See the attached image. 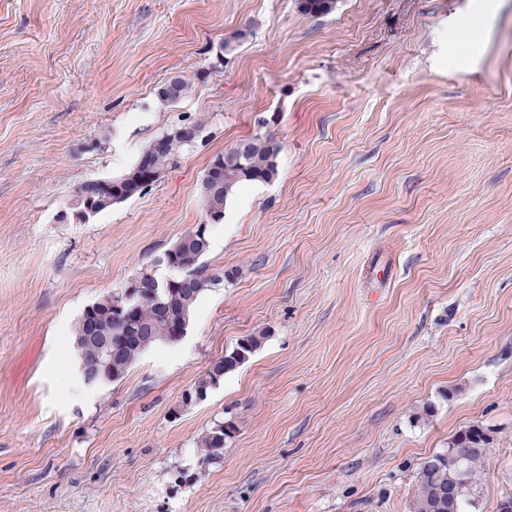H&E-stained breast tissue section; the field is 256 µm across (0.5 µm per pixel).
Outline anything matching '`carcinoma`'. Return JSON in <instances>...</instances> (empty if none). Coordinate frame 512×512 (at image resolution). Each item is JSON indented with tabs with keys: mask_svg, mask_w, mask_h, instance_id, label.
<instances>
[{
	"mask_svg": "<svg viewBox=\"0 0 512 512\" xmlns=\"http://www.w3.org/2000/svg\"><path fill=\"white\" fill-rule=\"evenodd\" d=\"M338 0H297L300 12L310 16H325L333 13ZM174 125L160 136L162 147L149 151V164L153 171L162 174L173 160L180 157L191 144L182 139ZM281 146L270 133H256L235 142L223 152L215 155L207 170L224 178V191L217 194H201L205 211L224 216V208L234 192L249 183H271L279 175L277 158ZM150 186L143 179L138 164H133L124 174L109 182L102 193L95 197L93 207L96 213L112 209ZM210 247L209 232L195 226L185 232L166 250L163 262L173 271L166 279H159L148 270L136 275V279L156 285V293L161 301L168 304L171 316L175 319L191 318L198 303L207 291L226 281L234 280L236 273L212 271L204 264L203 258ZM113 295L108 294L87 305L73 327V344L78 362L99 356L97 346L85 340L86 321L95 324L102 336H118L121 323L113 315ZM138 320L153 329V335L145 336L138 342L124 346L120 359L112 364V370L101 381L107 384L122 379L128 370L147 351L159 344L171 343L170 324L158 313L156 302L144 298L139 304ZM265 333L243 338L230 352L224 354L216 368L209 369L196 386L193 397L201 400L207 390L217 385L225 376L243 366L262 344ZM232 426L218 424L202 439L205 458L220 456L224 451V439L230 436ZM491 438L479 425H472L457 433L448 443V451L425 459L420 464L419 484L413 503V512H466L476 486L475 470L484 459Z\"/></svg>",
	"mask_w": 512,
	"mask_h": 512,
	"instance_id": "1",
	"label": "carcinoma"
}]
</instances>
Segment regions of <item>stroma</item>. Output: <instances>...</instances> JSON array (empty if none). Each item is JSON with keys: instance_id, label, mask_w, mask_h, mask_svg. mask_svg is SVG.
Listing matches in <instances>:
<instances>
[{"instance_id": "1", "label": "stroma", "mask_w": 512, "mask_h": 512, "mask_svg": "<svg viewBox=\"0 0 512 512\" xmlns=\"http://www.w3.org/2000/svg\"><path fill=\"white\" fill-rule=\"evenodd\" d=\"M251 33L218 57L225 38ZM209 70L180 103L155 92ZM141 195L58 221L184 119ZM279 176L228 200L236 269L187 335L65 393L83 309L203 223L216 154ZM102 148H93V141ZM256 353L183 406L245 336ZM226 422L222 456L203 436ZM491 430L467 512L512 495V0H0V512H411L425 458ZM280 149V144L271 133H256L235 142L211 159L200 183V195L205 211L221 216L220 221L213 224L223 221L226 203L238 188L254 182L271 183L277 179ZM207 171L224 178L222 193H203L202 182Z\"/></svg>"}]
</instances>
